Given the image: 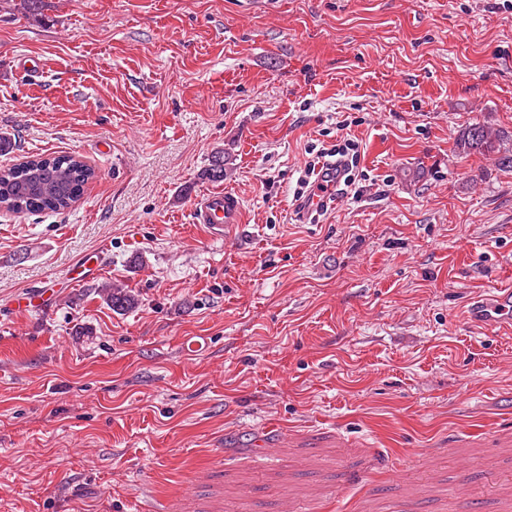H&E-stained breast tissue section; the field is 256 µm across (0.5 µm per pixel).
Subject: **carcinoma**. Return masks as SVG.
I'll return each instance as SVG.
<instances>
[{"label":"carcinoma","instance_id":"carcinoma-1","mask_svg":"<svg viewBox=\"0 0 512 512\" xmlns=\"http://www.w3.org/2000/svg\"><path fill=\"white\" fill-rule=\"evenodd\" d=\"M455 151L465 157L492 156L501 165L512 167V149L506 146L505 138L479 122L459 131ZM227 165L224 150L216 151L202 178L210 182L224 181ZM95 177V169L74 155L30 156L0 170V207L11 213L32 215L65 211ZM102 294L114 310L135 305V297L122 287L109 285L102 289Z\"/></svg>","mask_w":512,"mask_h":512}]
</instances>
